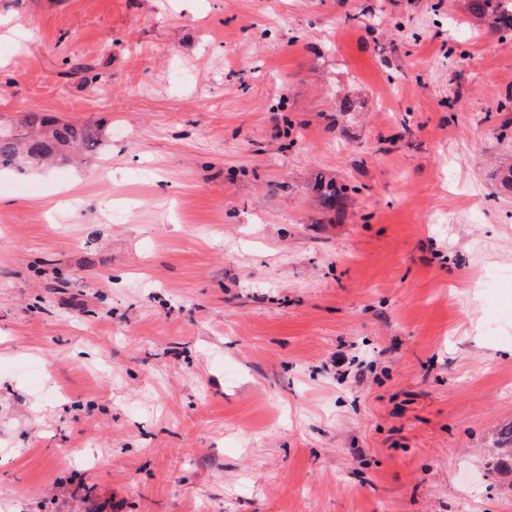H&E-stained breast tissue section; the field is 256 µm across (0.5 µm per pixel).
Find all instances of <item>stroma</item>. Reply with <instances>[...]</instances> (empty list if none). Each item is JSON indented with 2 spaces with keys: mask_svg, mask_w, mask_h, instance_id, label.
Masks as SVG:
<instances>
[{
  "mask_svg": "<svg viewBox=\"0 0 512 512\" xmlns=\"http://www.w3.org/2000/svg\"><path fill=\"white\" fill-rule=\"evenodd\" d=\"M26 112L101 141L0 170V512H512V34L0 0Z\"/></svg>",
  "mask_w": 512,
  "mask_h": 512,
  "instance_id": "35a3bbf8",
  "label": "stroma"
}]
</instances>
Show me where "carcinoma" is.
Wrapping results in <instances>:
<instances>
[{
    "label": "carcinoma",
    "instance_id": "1",
    "mask_svg": "<svg viewBox=\"0 0 512 512\" xmlns=\"http://www.w3.org/2000/svg\"><path fill=\"white\" fill-rule=\"evenodd\" d=\"M469 9L476 16H492L500 29L512 31V3L508 0H470ZM20 126V131L11 125L0 127V168L23 169L50 158L67 159L69 153L80 149L93 151L101 141L95 125L59 123L37 112L25 114ZM345 198L346 187L342 186L323 192L320 203L340 210Z\"/></svg>",
    "mask_w": 512,
    "mask_h": 512
}]
</instances>
